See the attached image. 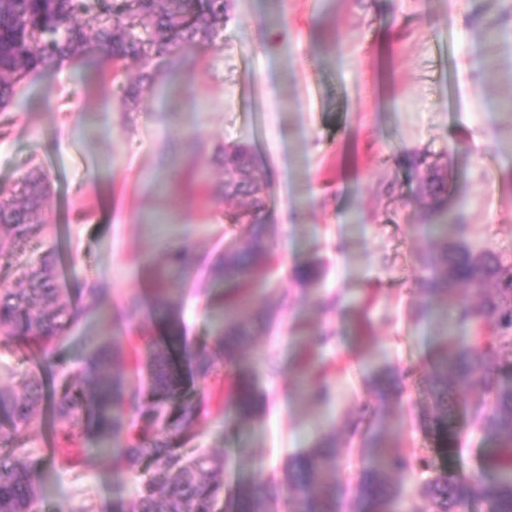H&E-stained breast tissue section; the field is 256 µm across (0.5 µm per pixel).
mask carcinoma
Returning a JSON list of instances; mask_svg holds the SVG:
<instances>
[{
    "instance_id": "cac0c4a2",
    "label": "carcinoma",
    "mask_w": 512,
    "mask_h": 512,
    "mask_svg": "<svg viewBox=\"0 0 512 512\" xmlns=\"http://www.w3.org/2000/svg\"><path fill=\"white\" fill-rule=\"evenodd\" d=\"M229 0H0V109L16 96L18 86L30 74L83 56L89 39L105 48L112 61L143 60L152 56L178 58L183 44L192 41L215 44L224 29ZM95 22L93 36L79 26L81 16ZM224 195L244 197L246 210L225 215L230 224H248L247 239L231 243L214 266L230 289L225 316L214 330L211 345L189 352L196 374L217 375V359L234 363L248 343L254 323L244 311L236 290L249 273L270 257L263 236L265 187L256 177L249 149L233 145L224 149ZM427 196H438L445 186L434 174L421 177ZM48 190L41 168L23 170L10 192H0V246L9 238L17 247L51 233L41 206ZM440 249L432 256L429 273L418 280L419 290L448 304L450 323L476 327L465 346L448 339L445 327L433 368L425 379L428 394L445 409L428 421L430 433L441 430L448 419V398L456 405L472 406L477 431L507 453L492 480L480 473L462 474L435 469L428 449L408 457L380 443L371 423L373 412L358 408L351 425V444L360 461L351 496L339 481L342 469L336 438L320 434L303 451L288 458L287 481L258 475L224 495V463L207 452L182 448L177 440L202 425L210 416L204 398L186 399L189 382L173 352L185 347L184 324L164 289L155 291L154 304L165 326L167 340L159 345L149 336H131L147 356L149 392L128 385L116 370L123 355L118 341L98 343L91 363L95 370L93 390L87 394L79 380L65 376L49 389L38 373L27 377L16 392L0 387V412L9 421L0 430V512H36L46 468L65 469L78 461L79 445L87 430L104 443L116 467L139 477L129 507L113 504L112 512H274L284 500L288 512H339L347 501L349 512H377L396 495L390 481L393 472L428 474L419 488L421 503L412 512H466L480 500L487 512H512V384L499 381L493 360L512 354V257L473 249L462 238L448 241V230L460 224L443 222ZM13 287L0 288V336L6 344L27 351L44 365L51 360L58 341L78 317L57 286L56 252L50 248L37 261L18 268ZM304 288L321 280L318 265L304 263L293 270ZM494 284L477 305L468 303L458 289ZM306 397L328 402L333 397L328 368L306 369ZM233 388L224 402L226 417L245 419L261 407L256 380L247 373L232 375ZM382 398L398 387V377L388 370L373 379ZM140 412L142 432H128L130 411ZM49 422L55 448L42 458L26 448L28 436Z\"/></svg>"
}]
</instances>
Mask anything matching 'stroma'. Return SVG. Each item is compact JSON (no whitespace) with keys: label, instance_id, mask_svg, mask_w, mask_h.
Wrapping results in <instances>:
<instances>
[{"label":"stroma","instance_id":"obj_1","mask_svg":"<svg viewBox=\"0 0 512 512\" xmlns=\"http://www.w3.org/2000/svg\"><path fill=\"white\" fill-rule=\"evenodd\" d=\"M490 20L499 25L491 40ZM86 58L91 68L67 61L26 80L0 128V190L29 159L43 166L58 285L84 311L52 371L75 373L88 390L95 344L129 329L162 336L152 273L175 248L187 267L166 280L167 296L189 341L210 342L225 292L213 265L248 233L224 221L247 202L225 197L215 158L244 143L266 187L271 250L251 276L248 311L275 318L236 367L256 375L265 401L252 418L226 420L225 387L196 380L212 413L184 446L224 460L226 489L260 471L282 480L289 454L319 432L345 447L353 414L367 404L397 450L426 446L437 466L486 470L491 443L470 434L455 455L422 427L433 413L423 379L445 306L416 288L437 238L415 172L445 178L444 210L469 245L512 251V0H232L216 47L188 43L172 63L127 62L128 79L153 73L132 108L113 91L111 59L93 46ZM193 169L205 186L182 184ZM306 262L324 271L318 287L291 277ZM95 281L108 285L106 297L87 292ZM133 295L142 308L131 319ZM320 332L334 337L321 355L337 364L335 396L313 404L295 383ZM386 367L402 375L403 391L381 401L369 378ZM83 445L75 470H46L42 512L81 501L112 512L133 500V475L98 451L94 435Z\"/></svg>","mask_w":512,"mask_h":512}]
</instances>
